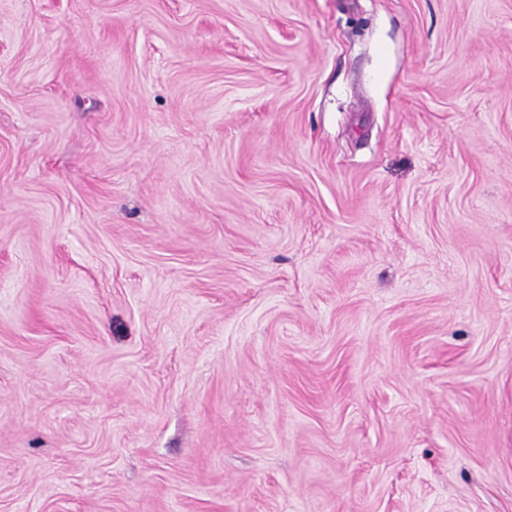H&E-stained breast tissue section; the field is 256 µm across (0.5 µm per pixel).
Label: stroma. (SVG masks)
I'll use <instances>...</instances> for the list:
<instances>
[{"label": "stroma", "instance_id": "obj_1", "mask_svg": "<svg viewBox=\"0 0 512 512\" xmlns=\"http://www.w3.org/2000/svg\"><path fill=\"white\" fill-rule=\"evenodd\" d=\"M0 512H512V0H0Z\"/></svg>", "mask_w": 512, "mask_h": 512}]
</instances>
